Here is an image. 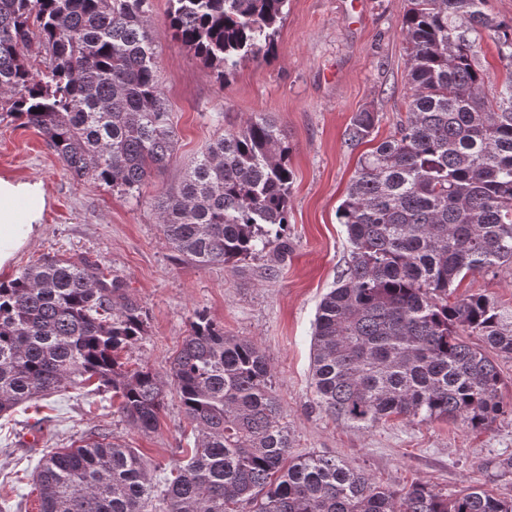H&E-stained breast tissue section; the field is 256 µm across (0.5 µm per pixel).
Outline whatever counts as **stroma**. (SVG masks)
Returning a JSON list of instances; mask_svg holds the SVG:
<instances>
[{
  "label": "stroma",
  "instance_id": "1",
  "mask_svg": "<svg viewBox=\"0 0 512 512\" xmlns=\"http://www.w3.org/2000/svg\"><path fill=\"white\" fill-rule=\"evenodd\" d=\"M150 2L159 86L178 137L173 162L129 195L72 178L36 130L0 122V176L41 182L45 192L38 237L0 278L47 255L99 262L123 277L148 315L145 335L121 354L127 368L167 374L201 311L265 352L294 454L336 458L395 490L421 483L452 498L472 485L512 495V416L481 430L401 417L357 429L321 410L311 385L316 309L350 254L336 209L362 153L389 137L405 112L407 0H288L273 55L242 62L224 81L171 37L168 0ZM365 108L378 114L370 140L347 148L345 129ZM261 114L277 122L290 147L285 261L272 277L265 257L239 273L182 260L162 239L155 196L180 182L210 140ZM476 293L511 306L512 265L467 274L455 290ZM91 435L138 449L157 476L194 442L176 394H168L158 430L146 435L118 413L111 394L56 393L0 417V512H39L33 474L44 451Z\"/></svg>",
  "mask_w": 512,
  "mask_h": 512
}]
</instances>
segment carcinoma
<instances>
[{
	"label": "carcinoma",
	"instance_id": "carcinoma-1",
	"mask_svg": "<svg viewBox=\"0 0 512 512\" xmlns=\"http://www.w3.org/2000/svg\"><path fill=\"white\" fill-rule=\"evenodd\" d=\"M287 0H169L167 28L227 77L274 43ZM485 0H409L405 117L362 157L338 218L347 268L321 299L311 354L317 404L367 429L391 417L460 418L473 429L512 414L496 359H512V307L450 299L469 272L512 264V75L486 94L475 61L486 32L512 68V20ZM45 52L46 72L31 69ZM39 130L70 175L132 194L165 169L176 132L157 79L148 0H0V116ZM378 114L352 117L344 143ZM294 173L266 116L201 151L154 201L165 244L199 267L288 254ZM147 316L124 280L56 255L0 281V415L67 388L112 392L143 432L173 384L194 446L154 481L141 455L87 437L39 460L40 512H512V496L469 486L448 500L423 484L398 492L334 457L294 455L261 347L205 313L169 378L120 352ZM475 337L472 342L469 337Z\"/></svg>",
	"mask_w": 512,
	"mask_h": 512
}]
</instances>
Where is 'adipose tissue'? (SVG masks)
Instances as JSON below:
<instances>
[{
  "mask_svg": "<svg viewBox=\"0 0 512 512\" xmlns=\"http://www.w3.org/2000/svg\"><path fill=\"white\" fill-rule=\"evenodd\" d=\"M44 207L41 183L0 177V268L38 235Z\"/></svg>",
  "mask_w": 512,
  "mask_h": 512,
  "instance_id": "1",
  "label": "adipose tissue"
}]
</instances>
